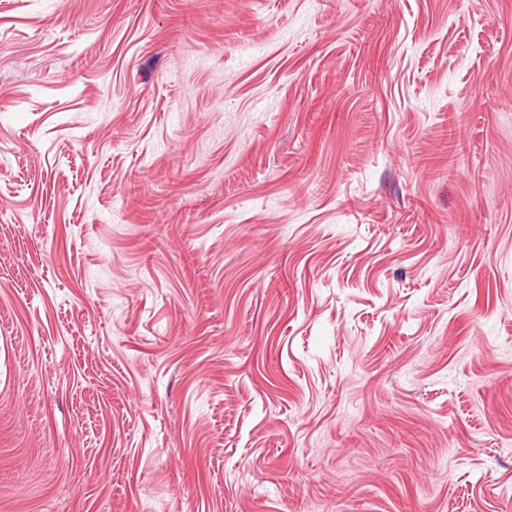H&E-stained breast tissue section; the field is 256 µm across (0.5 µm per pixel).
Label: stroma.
<instances>
[{"label":"stroma","instance_id":"35a3bbf8","mask_svg":"<svg viewBox=\"0 0 512 512\" xmlns=\"http://www.w3.org/2000/svg\"><path fill=\"white\" fill-rule=\"evenodd\" d=\"M0 512H512V0H0Z\"/></svg>","mask_w":512,"mask_h":512}]
</instances>
